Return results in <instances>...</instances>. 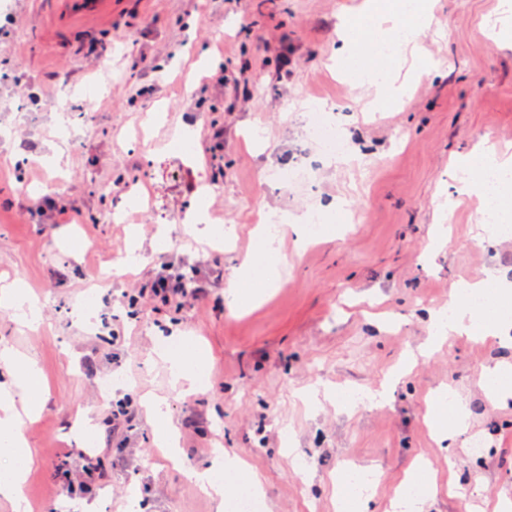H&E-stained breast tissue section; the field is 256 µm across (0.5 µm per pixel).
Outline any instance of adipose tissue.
<instances>
[{
    "label": "adipose tissue",
    "mask_w": 512,
    "mask_h": 512,
    "mask_svg": "<svg viewBox=\"0 0 512 512\" xmlns=\"http://www.w3.org/2000/svg\"><path fill=\"white\" fill-rule=\"evenodd\" d=\"M392 8L389 0H367L360 16L347 21L344 26V47L354 52L360 40L373 38L375 69L382 78L377 84L378 97H396L399 86L390 80L388 73L396 59L395 53L387 52V45L399 42L408 44L415 40L418 31L408 27L399 31L391 26ZM460 166L466 170V188L485 202V218L481 226V237L493 240L499 237L498 216L512 206L507 198L490 194L485 182L478 176L479 171L494 167L501 172H512V155L494 149H486L463 155ZM491 280L465 281L458 285L447 308L437 309L431 315V343L437 344L451 335H474L507 341V327L512 324L508 318L495 320L479 319L466 304L469 296L480 295L491 288ZM40 378L32 362L17 359L11 351L0 344V451L12 459L9 468L0 471V495L11 498L16 512H25L24 487L27 475L33 465L29 446L17 430L16 417L12 411L15 397H22L29 413H39L42 407L39 396ZM425 420L435 434L449 437L465 428L467 413L452 387L439 389L429 403ZM232 470L242 475L252 488H261L257 475L248 473L244 463L229 454H217L209 468L192 472L191 477L198 487L216 502L224 500V482L221 475Z\"/></svg>",
    "instance_id": "1"
}]
</instances>
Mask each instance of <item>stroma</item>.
<instances>
[{"label": "stroma", "instance_id": "35a3bbf8", "mask_svg": "<svg viewBox=\"0 0 512 512\" xmlns=\"http://www.w3.org/2000/svg\"><path fill=\"white\" fill-rule=\"evenodd\" d=\"M364 3L112 0L89 15L0 0L15 15L0 25V289L22 286L42 312L33 329L0 309V343L41 382V412L21 420L34 457L27 512H130L133 485L140 512H216L188 473L219 450L260 475L262 512H337L342 469L369 465L384 478L353 512H387L420 462L438 483L424 512L512 501V399L490 408L481 381L484 367L512 366V348L466 335L424 348L427 309L447 306L461 281L512 273V237L480 241V200L458 166L490 145L512 151V13L504 0H433L393 73L402 97L376 106L350 80L370 58L341 55L336 32ZM95 83L88 112L82 91ZM326 105L346 141L336 163L310 137ZM180 129L189 149L172 141ZM299 161L309 180H270ZM204 179L220 193L201 198ZM201 204L223 242L172 223ZM336 205L346 230L297 247L295 220ZM264 213L285 227L271 257L252 234ZM441 226L450 247L422 259ZM132 252L141 260L129 267ZM251 252L275 280L257 301L228 304L225 285ZM164 262L194 269L205 293L130 310ZM175 331L211 352L191 392L159 356ZM117 374L123 383L100 393ZM384 385L381 405L336 400ZM448 385L469 414L449 448L424 421ZM147 394L167 401L179 462L155 443ZM88 448L99 477L68 493Z\"/></svg>", "mask_w": 512, "mask_h": 512}]
</instances>
